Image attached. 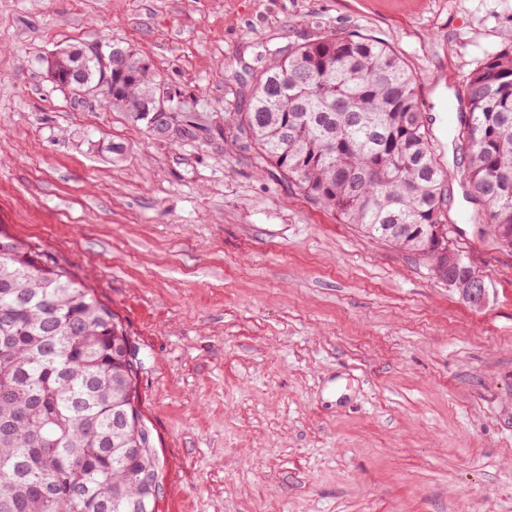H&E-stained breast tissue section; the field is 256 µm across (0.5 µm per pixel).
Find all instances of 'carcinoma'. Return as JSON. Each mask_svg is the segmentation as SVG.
I'll use <instances>...</instances> for the list:
<instances>
[{
	"label": "carcinoma",
	"instance_id": "carcinoma-1",
	"mask_svg": "<svg viewBox=\"0 0 512 512\" xmlns=\"http://www.w3.org/2000/svg\"><path fill=\"white\" fill-rule=\"evenodd\" d=\"M104 99L174 141L197 128L163 78L112 45ZM88 87L105 84L96 59ZM417 75L384 43L329 32L280 48L251 74L232 142L316 205L371 239L428 259L450 242L449 175L417 99ZM456 144L475 155L461 176L473 221L512 249V45L487 54L459 85ZM127 330L67 265L0 227V512H156L162 473L145 426Z\"/></svg>",
	"mask_w": 512,
	"mask_h": 512
}]
</instances>
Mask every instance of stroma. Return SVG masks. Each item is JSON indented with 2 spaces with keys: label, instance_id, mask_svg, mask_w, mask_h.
<instances>
[{
  "label": "stroma",
  "instance_id": "35a3bbf8",
  "mask_svg": "<svg viewBox=\"0 0 512 512\" xmlns=\"http://www.w3.org/2000/svg\"><path fill=\"white\" fill-rule=\"evenodd\" d=\"M328 30L420 77L444 171L455 91L512 41V0H0V224L123 320L162 466L158 512H512V249L450 186L449 236L488 287L471 308L239 153L253 67ZM129 48L195 109L158 138L43 58Z\"/></svg>",
  "mask_w": 512,
  "mask_h": 512
}]
</instances>
